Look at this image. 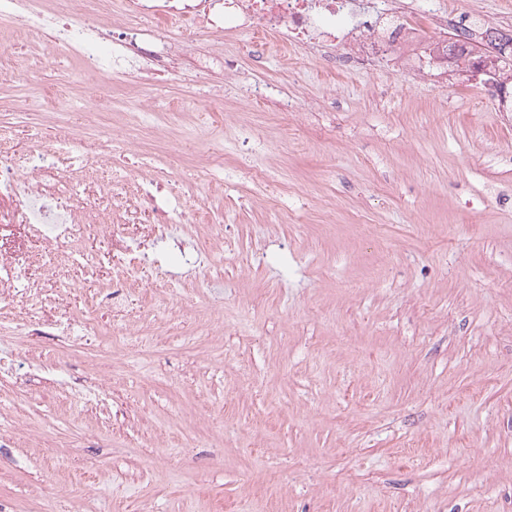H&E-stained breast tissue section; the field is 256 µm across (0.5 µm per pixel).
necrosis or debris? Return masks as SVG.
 I'll return each instance as SVG.
<instances>
[{
	"instance_id": "4bbe7bcc",
	"label": "necrosis or debris",
	"mask_w": 512,
	"mask_h": 512,
	"mask_svg": "<svg viewBox=\"0 0 512 512\" xmlns=\"http://www.w3.org/2000/svg\"><path fill=\"white\" fill-rule=\"evenodd\" d=\"M68 5L63 14L44 9L42 0H0V21L22 28L30 45L89 61L77 80L43 89L44 103L66 100L76 81L95 92L91 111L61 114L54 149H47L44 134L21 141L0 124V335L50 336L64 324L71 346L81 340L104 346L110 336H140L148 329L125 318L143 284L131 224L149 223L159 237L169 225L198 221L197 211L167 201L170 173L154 172L155 190L149 193L127 180H102L68 166L75 148L69 128L78 121L91 133L100 171L111 169L118 156L169 142L151 112L134 113L130 123L106 130L98 122L114 101L109 78L114 60L166 65L185 55L197 34L188 31L158 43L145 38V30L159 32L196 18L203 32L242 33L254 46L266 45L272 36L282 54L318 49L326 62L349 71L370 66L385 50L394 51L402 65L416 59L422 24L435 32L460 25L439 0H383L378 8L372 0H68ZM92 233L123 260L117 273L101 274L99 253L86 245ZM79 275L103 277L105 290L93 292L89 307H65L63 292ZM94 306L111 312V325L91 314Z\"/></svg>"
}]
</instances>
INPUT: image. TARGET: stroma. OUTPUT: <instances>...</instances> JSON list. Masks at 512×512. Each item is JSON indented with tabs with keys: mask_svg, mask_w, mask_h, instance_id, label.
<instances>
[{
	"mask_svg": "<svg viewBox=\"0 0 512 512\" xmlns=\"http://www.w3.org/2000/svg\"><path fill=\"white\" fill-rule=\"evenodd\" d=\"M0 26V114L27 133L41 89L81 68ZM236 55L224 81L202 64ZM265 100L249 103L255 83ZM462 60L327 71L245 38L200 34L176 72L115 89L110 119L151 104L173 133L153 167L194 182L185 206L224 227V251L180 227L181 324L136 296L149 335L107 349L56 350L53 386L25 402L0 449V498L38 512L62 486L94 512H255L283 486L281 512H512V112ZM195 99L193 110L177 105ZM311 115L297 126L282 99ZM237 130L224 182L204 181L194 149ZM274 165L280 210L254 206L237 170ZM198 254L207 282L185 269ZM105 370V405L124 420L64 403L59 391ZM40 441L28 440L29 431Z\"/></svg>",
	"mask_w": 512,
	"mask_h": 512,
	"instance_id": "35a3bbf8",
	"label": "stroma"
}]
</instances>
